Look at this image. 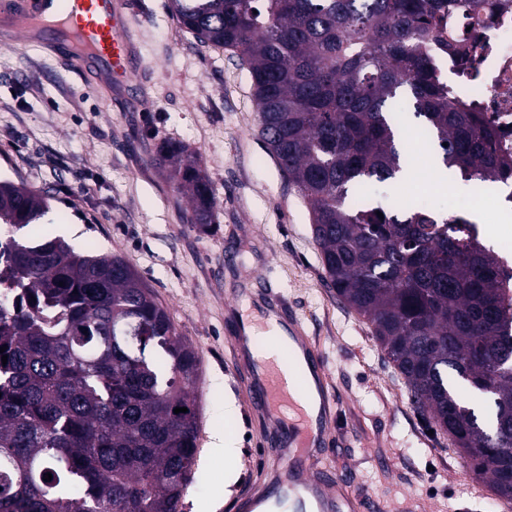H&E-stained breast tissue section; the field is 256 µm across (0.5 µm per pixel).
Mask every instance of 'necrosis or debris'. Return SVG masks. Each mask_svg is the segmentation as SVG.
<instances>
[{
  "instance_id": "obj_1",
  "label": "necrosis or debris",
  "mask_w": 512,
  "mask_h": 512,
  "mask_svg": "<svg viewBox=\"0 0 512 512\" xmlns=\"http://www.w3.org/2000/svg\"><path fill=\"white\" fill-rule=\"evenodd\" d=\"M497 3L495 13L479 9L449 22L459 36L475 42L476 77H464L465 62L438 49L431 52L430 64L455 89L459 103L484 113L499 133L500 149L512 153V0Z\"/></svg>"
}]
</instances>
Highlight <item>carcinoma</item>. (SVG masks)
I'll use <instances>...</instances> for the list:
<instances>
[{
    "mask_svg": "<svg viewBox=\"0 0 512 512\" xmlns=\"http://www.w3.org/2000/svg\"><path fill=\"white\" fill-rule=\"evenodd\" d=\"M481 6L170 0L169 9L200 43L241 52L261 134L307 205L331 288L373 324L420 415L511 501L512 268L462 217L363 201L368 182L395 184L403 171L402 108L462 176L512 179L495 130L459 107L426 61L437 15ZM156 163L190 197V222L207 229L215 201L194 155L169 144ZM49 209L24 183L0 180V512H182L197 462V352L122 257L58 237L16 239ZM460 382L486 396L487 416L459 399Z\"/></svg>",
    "mask_w": 512,
    "mask_h": 512,
    "instance_id": "obj_1",
    "label": "carcinoma"
}]
</instances>
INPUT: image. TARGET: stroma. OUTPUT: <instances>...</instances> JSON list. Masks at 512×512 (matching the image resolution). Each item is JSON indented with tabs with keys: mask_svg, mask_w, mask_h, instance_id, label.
Returning <instances> with one entry per match:
<instances>
[{
	"mask_svg": "<svg viewBox=\"0 0 512 512\" xmlns=\"http://www.w3.org/2000/svg\"><path fill=\"white\" fill-rule=\"evenodd\" d=\"M130 2L137 66L152 76L142 94L105 100L25 41L0 42V178L50 197L47 223L24 228L21 237H54L78 225L74 247L122 256L194 346L200 430L184 512H233L257 461L271 452L263 444L267 423L243 400L229 349L235 320L260 285L296 308L326 355L343 441L331 448L330 462L367 489L375 512H498L490 484L473 480L467 458L418 414L369 322L329 288L306 205L259 133L239 54L183 30L169 0ZM168 143L186 146L213 188L208 230L191 224L187 196L154 163ZM419 153L431 175L409 178L413 195L440 215L463 213L485 245L512 257V223L489 219L492 189L454 168L438 186L433 142ZM220 429L230 431L241 455L230 485L223 459L210 451Z\"/></svg>",
	"mask_w": 512,
	"mask_h": 512,
	"instance_id": "stroma-1",
	"label": "stroma"
}]
</instances>
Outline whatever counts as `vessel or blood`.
<instances>
[{"instance_id":"1","label":"vessel or blood","mask_w":512,"mask_h":512,"mask_svg":"<svg viewBox=\"0 0 512 512\" xmlns=\"http://www.w3.org/2000/svg\"><path fill=\"white\" fill-rule=\"evenodd\" d=\"M0 28L29 35L61 66L105 90L141 79L134 67L137 40L128 0H0ZM259 304L262 319H276L283 327L287 370L303 373L314 384L318 407L315 415H308L288 390L283 376L287 370L271 360H254L255 323L239 320L230 340L231 360L245 364L242 395L271 425L279 454L262 485L238 500V512H255L264 501L278 497L299 503L313 499L318 512H365V490L349 492L343 478L331 479L323 472V451L334 447L339 436V401L328 383L324 352L281 297L268 295Z\"/></svg>"}]
</instances>
